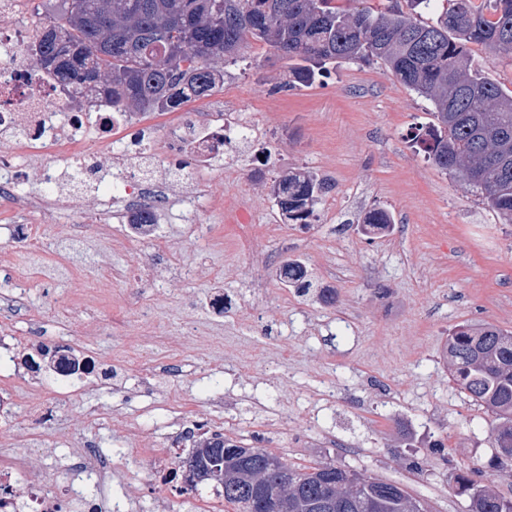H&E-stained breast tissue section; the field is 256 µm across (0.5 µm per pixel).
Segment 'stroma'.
<instances>
[{"mask_svg": "<svg viewBox=\"0 0 512 512\" xmlns=\"http://www.w3.org/2000/svg\"><path fill=\"white\" fill-rule=\"evenodd\" d=\"M287 78L254 42L222 89L182 106L204 112L224 98L262 129L253 143L227 130L238 174L206 176L225 208L246 203L250 227L220 222L203 200L165 212L160 236L144 238L90 188L82 226L51 209L24 246L0 198V298L16 274L27 283L0 311V449L28 455L17 487L50 474L71 498L66 459L93 442L128 512H235L171 493L148 467L147 453H177L185 427L203 422L296 468L332 461L399 483L429 512H468L455 490L465 469L512 496V462L489 466L492 417L453 381L445 353L462 324L512 331V224L418 153L411 136L433 105L382 64L345 63L281 90ZM295 169L329 184L306 227L269 202L273 179ZM378 208L393 227L366 233ZM290 259L311 274L309 293L279 280ZM52 343L110 378L33 377L23 355Z\"/></svg>", "mask_w": 512, "mask_h": 512, "instance_id": "stroma-1", "label": "stroma"}]
</instances>
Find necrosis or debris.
<instances>
[{"mask_svg": "<svg viewBox=\"0 0 512 512\" xmlns=\"http://www.w3.org/2000/svg\"><path fill=\"white\" fill-rule=\"evenodd\" d=\"M42 27L24 23L12 33L0 35V140L11 143L0 154V197L10 199L17 219L13 235L27 242L35 234V215L45 213L52 197L60 195L62 172L71 176L66 203L77 205L81 190L107 184L124 203L126 217L150 210L169 209L170 201L158 179L141 162L153 157L157 135L137 114L113 113L103 101L76 100L55 79L32 63V49ZM167 135L193 157L186 180L191 191L206 190L205 172L224 160V127L210 113L181 114ZM44 177L45 191H27L31 167ZM24 451H11L0 467V512H63L64 505L54 479L17 493L12 476L26 469Z\"/></svg>", "mask_w": 512, "mask_h": 512, "instance_id": "necrosis-or-debris-1", "label": "necrosis or debris"}]
</instances>
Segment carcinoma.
Here are the masks:
<instances>
[{
	"label": "carcinoma",
	"instance_id": "1",
	"mask_svg": "<svg viewBox=\"0 0 512 512\" xmlns=\"http://www.w3.org/2000/svg\"><path fill=\"white\" fill-rule=\"evenodd\" d=\"M387 9H349L338 0H63L43 22L33 50L37 64L61 85L124 112H164L224 86L216 59L234 63L251 41L288 65L290 86L308 87L329 65L379 61L407 88L434 106L433 121L414 144L437 168L472 185L506 224H512V90L474 67L468 46L512 57V0H443L436 19L421 20L435 0H405ZM328 190L315 175L274 180L271 198L285 218L308 225ZM392 218L374 212L367 230L386 232ZM280 279L309 288L298 260L280 266ZM452 377L494 418V462L512 460V332L493 324L459 325L448 337ZM183 440L192 448H224L226 477L239 480L240 441L196 424ZM323 470L336 481L333 512H412L425 506L395 483L333 462L289 468L288 512H322L311 483ZM469 512H512V499L478 485L471 472L456 475Z\"/></svg>",
	"mask_w": 512,
	"mask_h": 512
}]
</instances>
